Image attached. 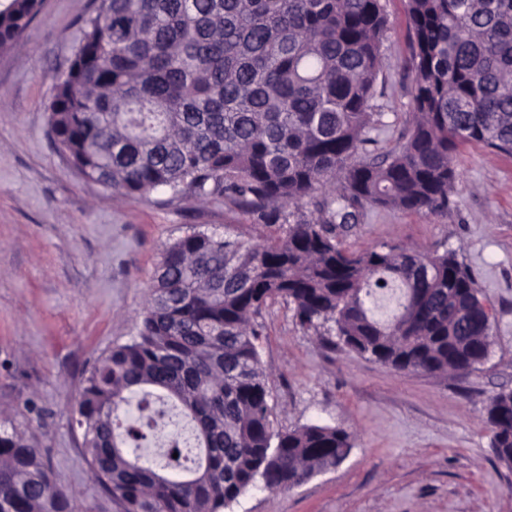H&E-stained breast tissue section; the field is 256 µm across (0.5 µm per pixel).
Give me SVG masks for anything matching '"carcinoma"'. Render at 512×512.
<instances>
[{"instance_id":"obj_1","label":"carcinoma","mask_w":512,"mask_h":512,"mask_svg":"<svg viewBox=\"0 0 512 512\" xmlns=\"http://www.w3.org/2000/svg\"><path fill=\"white\" fill-rule=\"evenodd\" d=\"M42 0L0 2V49ZM57 76L49 126L82 178L121 196L158 188L222 195L268 224L309 200L316 214L261 243L194 227L165 244L137 333L82 382L75 413L99 484L120 512H225L263 483L287 491L351 451L341 427L274 429L256 317L293 305L304 329L396 371L467 374L492 342L476 280L453 250L344 249L353 210L450 206L458 144L512 155V0H407L412 111L397 152L364 157L387 16L381 0H95ZM395 284L390 319L365 298ZM139 396L138 426L119 411ZM195 449L168 445L167 477L139 441L168 412ZM512 468V390L485 405ZM0 512H71L38 442L0 417Z\"/></svg>"}]
</instances>
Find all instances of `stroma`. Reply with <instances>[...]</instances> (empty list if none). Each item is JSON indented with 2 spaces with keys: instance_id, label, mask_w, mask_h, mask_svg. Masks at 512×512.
Listing matches in <instances>:
<instances>
[{
  "instance_id": "1",
  "label": "stroma",
  "mask_w": 512,
  "mask_h": 512,
  "mask_svg": "<svg viewBox=\"0 0 512 512\" xmlns=\"http://www.w3.org/2000/svg\"><path fill=\"white\" fill-rule=\"evenodd\" d=\"M383 3L374 155L398 149L411 112L406 0ZM94 7L43 0L20 48L0 52V414L41 444L73 512H118L73 411L83 379L135 334L166 243L195 225L254 242L283 229L221 196H116L71 169L46 107ZM457 170L448 210L367 208L339 237L353 250L456 251L494 317L488 359L463 376L397 372L303 329L292 306L267 305L259 351L275 427L339 426L353 448L293 490L250 489L229 512H512V470L495 456L484 410L512 390V156L466 144Z\"/></svg>"
}]
</instances>
